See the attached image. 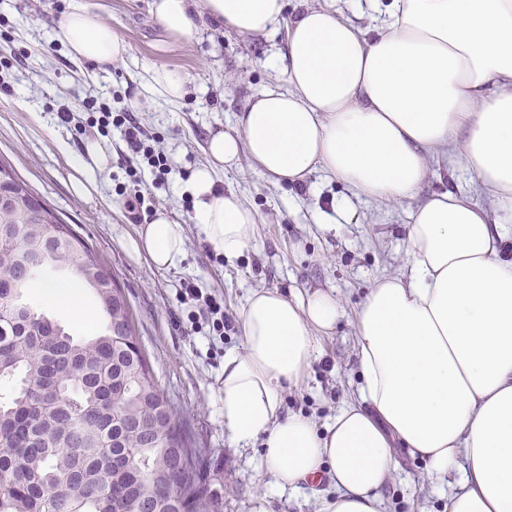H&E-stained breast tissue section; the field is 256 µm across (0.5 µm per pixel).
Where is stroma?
Wrapping results in <instances>:
<instances>
[{
	"label": "stroma",
	"instance_id": "35a3bbf8",
	"mask_svg": "<svg viewBox=\"0 0 512 512\" xmlns=\"http://www.w3.org/2000/svg\"><path fill=\"white\" fill-rule=\"evenodd\" d=\"M74 2L0 0V58L12 57L21 47L28 51L22 62L0 72V83L9 87L0 92V161L93 243L124 288L156 383L180 409L186 432L203 450L205 495L222 512H316L310 487L283 491L275 486L261 466V446L233 445L214 404L220 368L225 353L242 346L239 311L249 291L332 289L344 314L335 331L319 339L305 384L285 390L282 411L306 415L322 426L357 400V312L375 281L408 270L409 207L354 196L345 184L319 172L301 185H277L244 160L220 172L217 182L256 212V236L233 262L215 261V248L185 209L188 196L181 187L194 168L205 164L211 132L232 130L238 112L263 89L286 87L284 74L263 64L283 46L285 27L249 37L202 17L193 35L175 36L154 22L152 0H98L128 55L111 70L94 72L71 59L52 37L54 17ZM154 69L182 73L186 95L171 102L147 92L145 76ZM89 96L132 113L154 133V148L172 161L175 171L167 185L149 181L142 190L155 209L187 228L186 257L178 267L157 270L132 251L138 225L118 193L128 181L126 168L110 163L96 174L95 191H78L77 160L84 143L57 124L55 114L62 109L83 113ZM345 199L353 217L342 221L338 206ZM187 279L204 293L223 296V337L189 336L174 326V318L192 310L179 301ZM383 498L384 512H445L448 487L430 481L423 462L404 456Z\"/></svg>",
	"mask_w": 512,
	"mask_h": 512
}]
</instances>
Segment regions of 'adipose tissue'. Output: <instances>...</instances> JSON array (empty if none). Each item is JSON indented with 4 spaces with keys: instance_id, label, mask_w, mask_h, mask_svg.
Returning a JSON list of instances; mask_svg holds the SVG:
<instances>
[{
    "instance_id": "ef3b65f1",
    "label": "adipose tissue",
    "mask_w": 512,
    "mask_h": 512,
    "mask_svg": "<svg viewBox=\"0 0 512 512\" xmlns=\"http://www.w3.org/2000/svg\"><path fill=\"white\" fill-rule=\"evenodd\" d=\"M244 36L286 25L267 59L287 89H266L207 141L208 160L181 190L194 221L226 260L254 240L257 215L218 171L241 158L275 182L320 171L353 194L410 204L408 278L375 282L359 308L358 402L324 429L283 415V392L309 375L317 342L342 316L334 291L291 297L249 292L239 312L243 344L227 352L216 404L233 443L261 442L279 487L329 475L334 495L319 512H382L396 449L448 484L446 512H512V0H369L376 35L334 0L285 20L287 0H153L176 36L196 27L194 4ZM76 61L101 68L128 48L111 21L83 0L54 23ZM467 171L497 217L465 191L420 197L429 160ZM186 229L166 211L135 243L152 266L183 262Z\"/></svg>"
}]
</instances>
